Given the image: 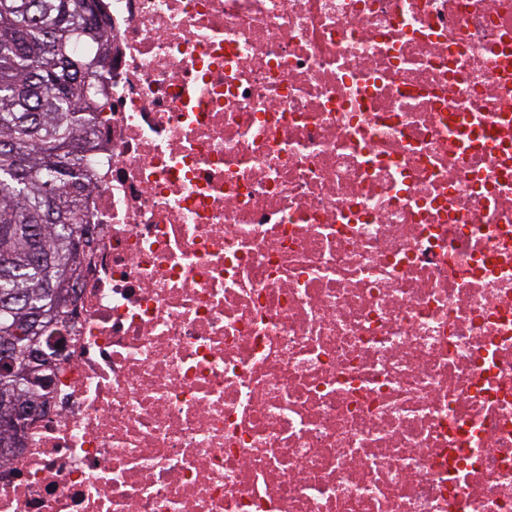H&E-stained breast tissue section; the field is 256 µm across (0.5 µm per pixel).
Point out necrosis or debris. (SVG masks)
I'll use <instances>...</instances> for the list:
<instances>
[{
	"label": "necrosis or debris",
	"instance_id": "1",
	"mask_svg": "<svg viewBox=\"0 0 512 512\" xmlns=\"http://www.w3.org/2000/svg\"><path fill=\"white\" fill-rule=\"evenodd\" d=\"M97 246L0 512H512V0H103Z\"/></svg>",
	"mask_w": 512,
	"mask_h": 512
}]
</instances>
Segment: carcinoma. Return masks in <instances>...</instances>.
Returning a JSON list of instances; mask_svg holds the SVG:
<instances>
[{
    "instance_id": "carcinoma-1",
    "label": "carcinoma",
    "mask_w": 512,
    "mask_h": 512,
    "mask_svg": "<svg viewBox=\"0 0 512 512\" xmlns=\"http://www.w3.org/2000/svg\"><path fill=\"white\" fill-rule=\"evenodd\" d=\"M101 10V0H0V342L19 364L81 280L78 213L92 182L80 156L105 109L112 46ZM77 41L94 54L74 56ZM1 390L23 399L37 388L0 376Z\"/></svg>"
}]
</instances>
